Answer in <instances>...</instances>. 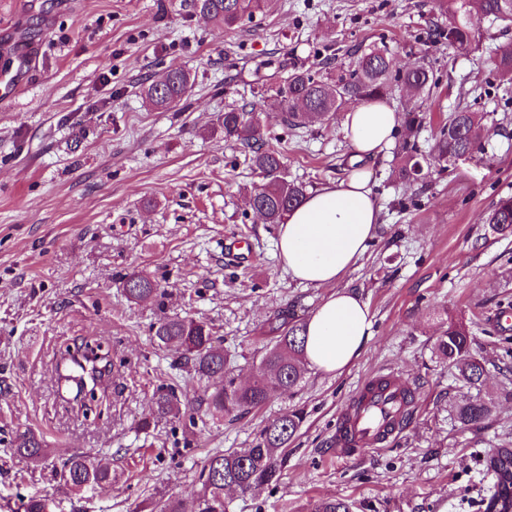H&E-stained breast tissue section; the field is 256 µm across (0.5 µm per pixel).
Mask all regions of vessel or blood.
<instances>
[{
    "mask_svg": "<svg viewBox=\"0 0 512 512\" xmlns=\"http://www.w3.org/2000/svg\"><path fill=\"white\" fill-rule=\"evenodd\" d=\"M414 410L412 387L397 374L365 379L336 425L335 454L347 458L380 448L401 433Z\"/></svg>",
    "mask_w": 512,
    "mask_h": 512,
    "instance_id": "vessel-or-blood-1",
    "label": "vessel or blood"
}]
</instances>
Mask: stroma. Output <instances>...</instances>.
I'll return each mask as SVG.
<instances>
[{
  "instance_id": "obj_1",
  "label": "stroma",
  "mask_w": 512,
  "mask_h": 512,
  "mask_svg": "<svg viewBox=\"0 0 512 512\" xmlns=\"http://www.w3.org/2000/svg\"><path fill=\"white\" fill-rule=\"evenodd\" d=\"M434 0H275L232 29L206 23L192 0H0V75L16 54L35 66L15 98L0 99V512L50 497L56 512H157L192 507L207 459L254 444L269 421L295 408L307 417L282 452L276 484L228 491L229 512H308L313 501H347L352 512H474L491 480L484 452L512 448V356L494 326L512 302V237L482 218L512 195V80L492 52L505 37L483 21L462 54L435 41L445 25ZM387 49L398 68L428 69L431 91L396 86L397 112L431 116L418 135L399 129L362 165L380 207L378 231L341 279L371 314V339L342 373L307 369L294 393L218 426L157 418L152 396L174 385L198 401L210 382L158 347L163 315L209 323L238 383L259 373L267 325L281 310L307 319L328 291L283 268L279 227L247 205L263 178L246 146L228 143L224 111L251 104L265 138L284 148V176L313 191L348 176L354 159L341 121L290 126L276 104L289 76L339 73L362 51ZM190 75L168 109L143 90L169 70ZM459 109L478 113L480 149L425 180L399 179L397 149L433 145L434 124ZM246 237L243 264L225 244ZM142 272L162 297L138 303L123 291ZM476 322L472 349L486 360L490 417L460 430L464 391L434 352L447 319ZM104 338L119 361L102 419L85 420L55 382L59 347ZM395 373L414 393L407 428L386 447L332 455L336 423L369 376ZM147 429H140L142 419ZM29 428L51 450L45 462L14 455L12 430ZM110 465L114 479L77 493L60 476L72 453Z\"/></svg>"
}]
</instances>
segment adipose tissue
Returning <instances> with one entry per match:
<instances>
[{
	"label": "adipose tissue",
	"instance_id": "ef3b65f1",
	"mask_svg": "<svg viewBox=\"0 0 512 512\" xmlns=\"http://www.w3.org/2000/svg\"><path fill=\"white\" fill-rule=\"evenodd\" d=\"M400 124L399 112L375 101L347 111L343 132L355 156H373L393 141ZM378 224L370 176L357 169L308 193L280 226L276 247L286 271L300 283L330 290L306 321L305 358L318 371H342L371 338L368 305L337 284L363 256Z\"/></svg>",
	"mask_w": 512,
	"mask_h": 512
}]
</instances>
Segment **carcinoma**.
<instances>
[{"label":"carcinoma","mask_w":512,"mask_h":512,"mask_svg":"<svg viewBox=\"0 0 512 512\" xmlns=\"http://www.w3.org/2000/svg\"><path fill=\"white\" fill-rule=\"evenodd\" d=\"M273 0H196L201 17L226 28L238 24L244 17L262 11ZM442 13L448 15V25L437 30V36L461 52L472 51L479 42L480 24L491 19L502 24V30H512V0H439ZM500 73L512 79V41L495 48ZM395 62L385 49L370 48L357 57L351 69L336 79L319 80L304 72L288 77L286 87L279 92L278 105L286 122L298 126L313 115L334 117L350 101L369 102L391 93L398 82L417 93L430 91V74L425 67L404 72L394 71ZM189 76L182 70H172L150 84L146 91L149 103L165 109L184 96ZM476 115L466 109L453 112L439 126L431 158L439 164L454 163L477 151ZM224 141H240L251 148V162L266 179V183L251 193L249 200L259 205L262 218L268 224H280L286 214L306 195V186L283 177L284 154L279 143L265 139L254 113L232 109L222 118ZM403 158L398 174L408 180L423 178V161L415 143H404ZM488 231L497 236H512V196L503 197L487 213L484 220ZM124 291L133 302L158 296L159 284L152 277L133 272L123 281ZM268 332L273 345L263 358L260 376L248 385H238L228 376L224 352L217 346L211 326L201 320L180 316H165L155 330L157 342L175 348L179 357L194 373L219 384L200 403L206 404L214 420L226 416L240 417L262 406L273 392L292 393L305 373V323L297 322L288 313H281L269 322ZM473 336L469 325L448 321L434 348L441 360L456 371L457 379L469 395L454 410L459 428L471 429L489 418L492 402L483 394L485 367L472 352ZM58 382L69 392L80 393L72 378L71 366L56 362ZM154 413L159 416L181 415L180 399L174 388L154 398ZM305 420L304 411L291 410L267 423L254 445L242 451H230L210 457L202 469V489L194 512H228L224 490L234 488L243 493L258 491L275 482L281 472V449L288 447ZM11 447L22 458L41 461L47 449L33 431H18ZM485 471L492 476L491 494L481 503V512H512V448H497L484 458ZM62 478L80 491H92L112 483V470L92 461L83 454L71 455L63 465ZM55 504L43 496H32L21 503L22 512H54ZM312 512H350V505L339 499L321 500Z\"/></svg>","instance_id":"carcinoma-1"}]
</instances>
